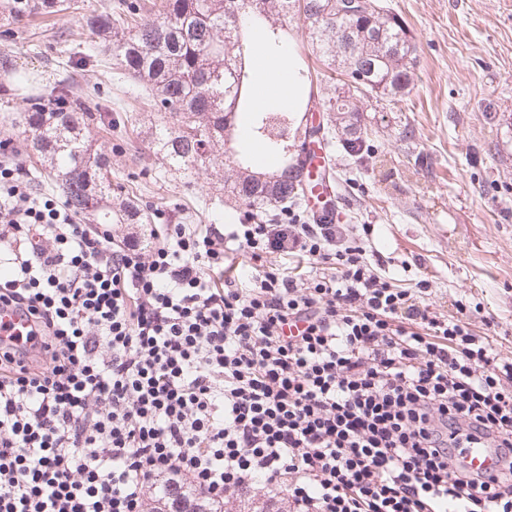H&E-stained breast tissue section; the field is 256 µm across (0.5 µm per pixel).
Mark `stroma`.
Instances as JSON below:
<instances>
[{"instance_id":"1","label":"stroma","mask_w":512,"mask_h":512,"mask_svg":"<svg viewBox=\"0 0 512 512\" xmlns=\"http://www.w3.org/2000/svg\"><path fill=\"white\" fill-rule=\"evenodd\" d=\"M386 2L415 40L413 83L401 100L364 101L372 159L357 163L339 139L327 142L336 241H357L398 287L428 280L435 314L465 304L473 334L512 361V0ZM51 30L38 18L19 38L0 39V50L46 88L65 76ZM88 132L113 171L136 184L149 217L237 224L248 214L224 194L232 167L165 176L160 160L131 148L136 130Z\"/></svg>"}]
</instances>
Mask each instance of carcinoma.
I'll return each instance as SVG.
<instances>
[{"label": "carcinoma", "mask_w": 512, "mask_h": 512, "mask_svg": "<svg viewBox=\"0 0 512 512\" xmlns=\"http://www.w3.org/2000/svg\"><path fill=\"white\" fill-rule=\"evenodd\" d=\"M76 9L72 0H0L4 36L12 26L36 17L52 19ZM81 31L58 66L82 75L100 67L99 54L112 68L142 84L150 113L159 123L150 130V149L164 171H208L222 161L219 148L236 121L251 117L245 130L251 142L263 143L271 155L288 148L291 111L250 105L245 91L249 40L260 37L267 53L282 55L288 23L297 21L306 35L292 67L302 120L318 108L341 115V145L361 160L374 154L363 135L360 95L397 101L413 81L415 44L407 23L386 6L378 12L336 15V0H118L115 7L81 16ZM326 67L343 66L339 86L324 96L314 88L312 71L302 57ZM27 91L21 124L27 153L49 162L44 183L78 214L94 224H146L149 216L130 193L128 180L112 175L107 154L83 133L86 123L106 131L112 119V77L83 86L71 79L49 89L35 85L0 53V102ZM298 156H285L260 183L254 172H240L227 187L228 196L253 213L282 211L304 198ZM176 489L161 487L154 512L173 507Z\"/></svg>", "instance_id": "1"}]
</instances>
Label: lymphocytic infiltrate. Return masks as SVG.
Wrapping results in <instances>:
<instances>
[{
  "instance_id": "lymphocytic-infiltrate-1",
  "label": "lymphocytic infiltrate",
  "mask_w": 512,
  "mask_h": 512,
  "mask_svg": "<svg viewBox=\"0 0 512 512\" xmlns=\"http://www.w3.org/2000/svg\"><path fill=\"white\" fill-rule=\"evenodd\" d=\"M334 236L292 212L119 241L1 160L0 308L29 326L0 335V512H145L162 479L293 512H512V361ZM287 245L323 263L307 286L267 260Z\"/></svg>"
}]
</instances>
